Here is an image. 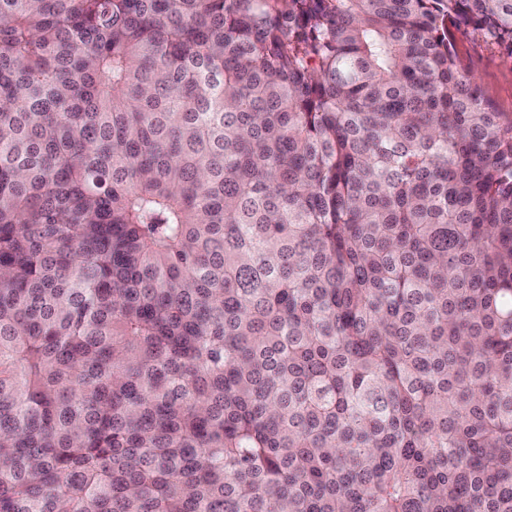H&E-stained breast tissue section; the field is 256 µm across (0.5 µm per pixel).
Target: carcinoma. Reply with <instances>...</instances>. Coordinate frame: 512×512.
Instances as JSON below:
<instances>
[{
    "instance_id": "carcinoma-1",
    "label": "carcinoma",
    "mask_w": 512,
    "mask_h": 512,
    "mask_svg": "<svg viewBox=\"0 0 512 512\" xmlns=\"http://www.w3.org/2000/svg\"><path fill=\"white\" fill-rule=\"evenodd\" d=\"M512 0H0V512H512ZM455 50L496 111L512 114L511 56L486 42L470 27L455 32Z\"/></svg>"
}]
</instances>
